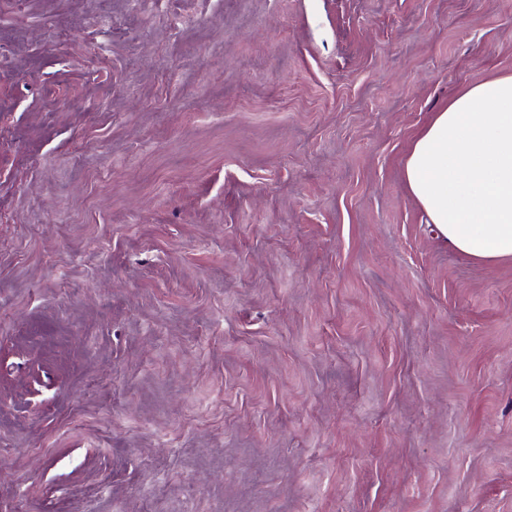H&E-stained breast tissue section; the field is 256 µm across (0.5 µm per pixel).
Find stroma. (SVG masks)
<instances>
[{
  "label": "stroma",
  "mask_w": 512,
  "mask_h": 512,
  "mask_svg": "<svg viewBox=\"0 0 512 512\" xmlns=\"http://www.w3.org/2000/svg\"><path fill=\"white\" fill-rule=\"evenodd\" d=\"M512 0H0V512H512V259L404 162Z\"/></svg>",
  "instance_id": "obj_1"
}]
</instances>
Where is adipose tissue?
<instances>
[{
	"label": "adipose tissue",
	"instance_id": "obj_1",
	"mask_svg": "<svg viewBox=\"0 0 512 512\" xmlns=\"http://www.w3.org/2000/svg\"><path fill=\"white\" fill-rule=\"evenodd\" d=\"M404 175L443 243L468 259L512 258V76L477 84L435 113Z\"/></svg>",
	"mask_w": 512,
	"mask_h": 512
}]
</instances>
